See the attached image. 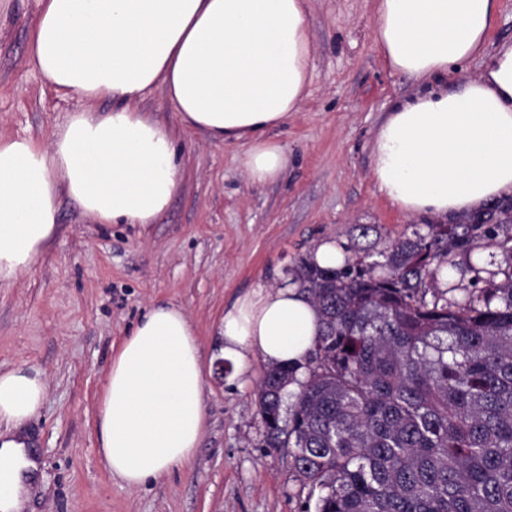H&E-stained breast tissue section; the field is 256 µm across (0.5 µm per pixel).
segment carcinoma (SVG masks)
Returning <instances> with one entry per match:
<instances>
[{"mask_svg": "<svg viewBox=\"0 0 512 512\" xmlns=\"http://www.w3.org/2000/svg\"><path fill=\"white\" fill-rule=\"evenodd\" d=\"M479 229L433 224L375 260L294 269L321 329L303 379L268 367L258 414L295 449L304 512H512V267L439 279Z\"/></svg>", "mask_w": 512, "mask_h": 512, "instance_id": "cac0c4a2", "label": "carcinoma"}]
</instances>
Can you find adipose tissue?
Listing matches in <instances>:
<instances>
[{"label":"adipose tissue","mask_w":512,"mask_h":512,"mask_svg":"<svg viewBox=\"0 0 512 512\" xmlns=\"http://www.w3.org/2000/svg\"><path fill=\"white\" fill-rule=\"evenodd\" d=\"M29 66L57 92L110 101L72 113L48 143L0 137V288L32 274L59 223L61 198L100 224H153L184 180L171 130L135 107L161 90L182 127L245 147L251 181L279 179L288 153L273 132L311 85L308 0H33ZM499 0H376L372 38L387 66L425 83L397 101L371 144L378 191L441 221L512 198V45L485 55ZM484 56L483 73L448 77ZM320 330L297 284L259 288L226 308L220 357L303 368ZM204 363L182 308L152 307L112 358L98 408L112 476L138 489L190 464L204 432ZM44 376L0 370V423L37 416ZM38 465L0 441V512H21Z\"/></svg>","instance_id":"ef3b65f1"}]
</instances>
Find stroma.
Masks as SVG:
<instances>
[{
    "instance_id": "stroma-1",
    "label": "stroma",
    "mask_w": 512,
    "mask_h": 512,
    "mask_svg": "<svg viewBox=\"0 0 512 512\" xmlns=\"http://www.w3.org/2000/svg\"><path fill=\"white\" fill-rule=\"evenodd\" d=\"M312 82L276 131L283 176L251 182L238 143L182 128L156 90L138 103L169 127L183 185L157 223L98 224L63 199L58 231L36 271L0 288V367L31 368L48 384L24 433L43 472L26 512H303L309 492L292 450L272 448L257 414L267 366L252 358L234 381L206 372L205 430L192 464L132 490L99 452L97 411L112 357L152 306L181 307L204 358L218 356L225 307L252 288L287 283L299 259L332 238L376 252L428 232L371 175V143L390 106L422 89L376 49L374 0H309ZM32 0L0 21V136L49 138L86 101L60 96L27 63Z\"/></svg>"
}]
</instances>
